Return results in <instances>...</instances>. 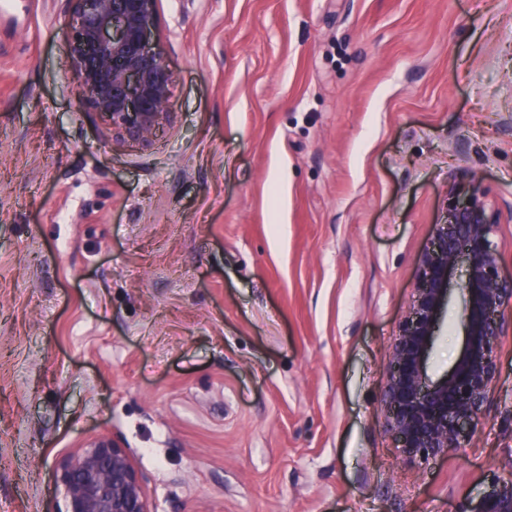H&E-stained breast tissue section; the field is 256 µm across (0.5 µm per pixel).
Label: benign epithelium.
Here are the masks:
<instances>
[{
  "label": "benign epithelium",
  "instance_id": "benign-epithelium-1",
  "mask_svg": "<svg viewBox=\"0 0 512 512\" xmlns=\"http://www.w3.org/2000/svg\"><path fill=\"white\" fill-rule=\"evenodd\" d=\"M71 68L83 97L118 143L148 147L173 121L166 111L172 73L151 47L157 0H71ZM501 213L476 173L448 192L418 262L411 297L386 355L384 429L410 463L463 448L479 432L497 375L496 344L512 335V276L502 272L494 235ZM465 266L460 311L463 345L452 368L429 379L427 360L448 305L451 271ZM58 512H155L130 451L97 438L65 455L55 472ZM455 512H512V477L493 478Z\"/></svg>",
  "mask_w": 512,
  "mask_h": 512
}]
</instances>
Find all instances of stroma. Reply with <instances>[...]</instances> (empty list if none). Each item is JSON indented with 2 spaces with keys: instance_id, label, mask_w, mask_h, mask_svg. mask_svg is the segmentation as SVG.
<instances>
[{
  "instance_id": "obj_1",
  "label": "stroma",
  "mask_w": 512,
  "mask_h": 512,
  "mask_svg": "<svg viewBox=\"0 0 512 512\" xmlns=\"http://www.w3.org/2000/svg\"><path fill=\"white\" fill-rule=\"evenodd\" d=\"M71 10L0 0V512H55L99 437L157 512H454L512 475V336L448 457L404 460L380 402L469 173L512 270V0H159L174 119L146 149L84 101Z\"/></svg>"
}]
</instances>
